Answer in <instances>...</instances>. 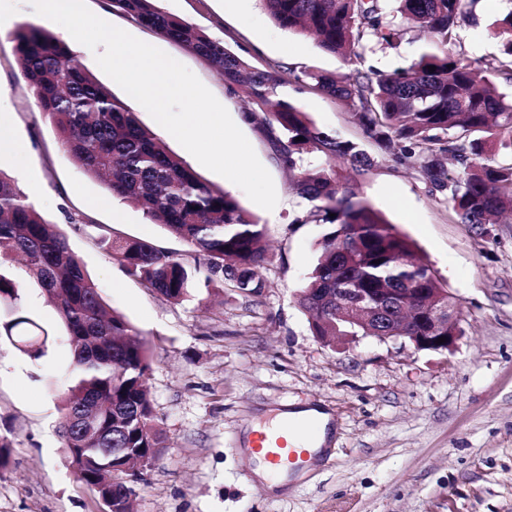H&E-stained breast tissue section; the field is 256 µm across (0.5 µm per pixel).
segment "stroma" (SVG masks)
<instances>
[{
	"mask_svg": "<svg viewBox=\"0 0 512 512\" xmlns=\"http://www.w3.org/2000/svg\"><path fill=\"white\" fill-rule=\"evenodd\" d=\"M91 12L160 48L188 67L228 110L271 174L274 210L252 202L197 160L140 104V123L214 187L231 192L267 230L266 286L254 296L198 289L171 303L145 288L98 247L106 232L150 240L177 253L185 245L142 211L110 198L62 150L37 112L10 37L0 38V115L19 138L0 168L22 192L39 185L35 206L67 235L103 300L148 340V381L164 448L135 488L134 512H512V224L489 235L462 223L421 169L395 162L366 137L352 107L309 88L288 96L316 123L358 143L375 158L360 193L416 245L460 307L453 351L418 350L407 340L363 337L326 345L313 335L296 294L312 269L321 224H299L305 205L258 124L245 122L241 95L200 57L143 27L107 0ZM163 11L204 30L256 65L347 73L342 58L311 37L278 27L261 0H160ZM512 0H478L453 50L474 65L500 57L492 22ZM424 40L410 30L393 46L368 43V64L408 66ZM71 351L58 336L40 362L0 342V437L9 462L0 469V512H104L98 495L69 468L55 424L57 396L69 383ZM321 407L333 418L330 456L277 492L243 481L244 430L273 409Z\"/></svg>",
	"mask_w": 512,
	"mask_h": 512,
	"instance_id": "obj_1",
	"label": "stroma"
}]
</instances>
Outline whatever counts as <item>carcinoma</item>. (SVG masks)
<instances>
[{
  "instance_id": "carcinoma-1",
  "label": "carcinoma",
  "mask_w": 512,
  "mask_h": 512,
  "mask_svg": "<svg viewBox=\"0 0 512 512\" xmlns=\"http://www.w3.org/2000/svg\"><path fill=\"white\" fill-rule=\"evenodd\" d=\"M109 2L203 58L229 92L241 90L249 98L245 119L260 120L268 131L275 155L305 202L292 223L330 226L297 298L314 335L325 343H336V330H350L349 324L336 323V289L441 288L443 283L415 245L358 191L356 177L374 159L357 143L319 128L282 88L298 84L355 107L367 137L396 162L419 166L432 187L448 196L462 223L487 234L499 217L512 213V160L493 159L500 152L512 156V93L496 87L500 80L512 84V61L475 67L449 49L476 0H263L280 28L314 37L351 65L346 75L282 63L257 67L161 10L158 0ZM394 12L425 33L428 45L409 67L383 72L366 64L365 46L401 39L403 29L390 19ZM495 26L504 37L503 54L512 57V10ZM13 42L22 77L34 91L38 111L54 125L61 148L112 196L183 242L193 262L150 241L114 233L99 239L102 251L169 300L192 296L200 282L215 293L227 284L261 294L266 283L260 270L270 257L265 226L232 194L203 181L168 151L49 30L24 24ZM17 258L25 278L54 308L72 350L70 383L58 403L67 463L108 512H126L138 475L123 466L134 455L155 460L164 448L144 386L149 347L107 307L66 234L0 170V338L38 360L55 329L23 306L12 272Z\"/></svg>"
}]
</instances>
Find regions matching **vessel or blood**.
<instances>
[{"label":"vessel or blood","mask_w":512,"mask_h":512,"mask_svg":"<svg viewBox=\"0 0 512 512\" xmlns=\"http://www.w3.org/2000/svg\"><path fill=\"white\" fill-rule=\"evenodd\" d=\"M318 431L316 420L284 418L255 431L250 454L260 459L271 474L301 472L313 456Z\"/></svg>","instance_id":"obj_1"}]
</instances>
